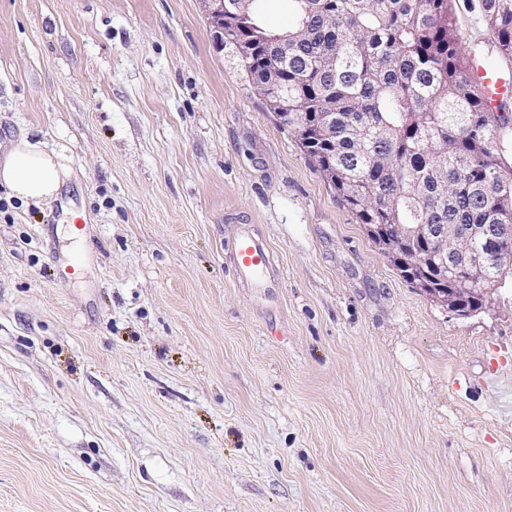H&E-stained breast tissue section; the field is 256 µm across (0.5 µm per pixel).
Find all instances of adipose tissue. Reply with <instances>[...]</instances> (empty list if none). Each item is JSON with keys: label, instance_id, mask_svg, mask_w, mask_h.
<instances>
[{"label": "adipose tissue", "instance_id": "adipose-tissue-1", "mask_svg": "<svg viewBox=\"0 0 512 512\" xmlns=\"http://www.w3.org/2000/svg\"><path fill=\"white\" fill-rule=\"evenodd\" d=\"M63 175L57 155L28 139H19L0 154V185L22 202L39 204L52 200Z\"/></svg>", "mask_w": 512, "mask_h": 512}]
</instances>
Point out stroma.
<instances>
[{
	"mask_svg": "<svg viewBox=\"0 0 512 512\" xmlns=\"http://www.w3.org/2000/svg\"><path fill=\"white\" fill-rule=\"evenodd\" d=\"M22 137L66 176L0 186V512H512V270L467 317L406 280L203 0H0V153ZM234 265L238 278L255 288L273 291L280 288L278 277L269 273L270 247L268 243L253 236L245 225L238 227L235 237Z\"/></svg>",
	"mask_w": 512,
	"mask_h": 512,
	"instance_id": "obj_1",
	"label": "stroma"
}]
</instances>
